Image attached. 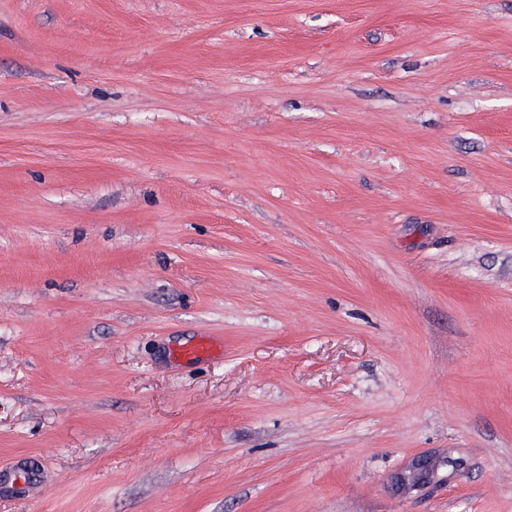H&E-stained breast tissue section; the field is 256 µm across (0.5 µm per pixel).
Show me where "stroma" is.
<instances>
[{
    "label": "stroma",
    "mask_w": 512,
    "mask_h": 512,
    "mask_svg": "<svg viewBox=\"0 0 512 512\" xmlns=\"http://www.w3.org/2000/svg\"><path fill=\"white\" fill-rule=\"evenodd\" d=\"M0 512H512V0H0Z\"/></svg>",
    "instance_id": "35a3bbf8"
}]
</instances>
